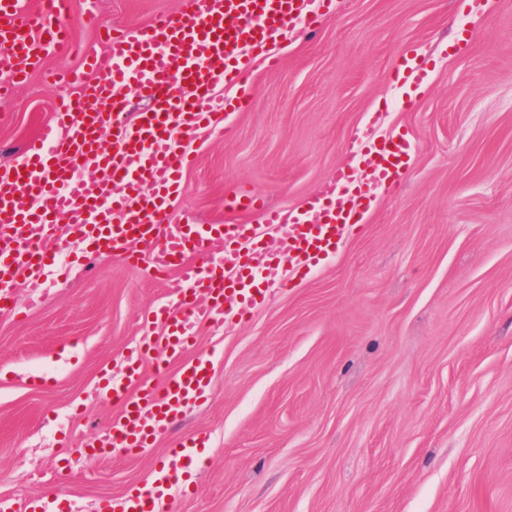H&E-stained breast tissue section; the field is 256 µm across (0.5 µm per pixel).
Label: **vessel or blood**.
I'll return each mask as SVG.
<instances>
[{
	"label": "vessel or blood",
	"instance_id": "1",
	"mask_svg": "<svg viewBox=\"0 0 512 512\" xmlns=\"http://www.w3.org/2000/svg\"><path fill=\"white\" fill-rule=\"evenodd\" d=\"M333 0H185L180 12L160 14L105 37L110 74L69 75L73 91L59 100L52 119L29 139L17 159L0 167V310L17 312L14 285L24 280L30 302L43 297L47 267L56 260L60 223H67L82 252L105 250L134 267L172 274L164 302L141 316L142 337L119 371L103 368L98 388L117 406L109 448L139 454L168 436L187 404L204 397L212 381L206 356H191L203 326L224 324L263 305L272 289H285L284 267L307 272L335 254L341 239L361 223L378 189L397 190L412 153L402 135L352 138L366 154L367 181L337 170L306 209L263 207L260 224H168L164 214L187 186L195 156L186 149L204 129L231 133V112L251 105L253 64L274 56L276 44L296 26L311 30ZM67 0H40L26 12L21 0H0V86L8 99L43 58L70 46L63 22ZM395 75L410 90L428 78L426 65L404 57ZM235 90L234 98L216 87ZM150 107L128 122V94ZM92 163L98 180L77 179ZM281 229L288 255L271 252L262 226ZM196 434L176 442L152 482L102 501L101 512H158L190 474L205 449Z\"/></svg>",
	"mask_w": 512,
	"mask_h": 512
}]
</instances>
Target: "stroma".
Here are the masks:
<instances>
[{
	"instance_id": "1",
	"label": "stroma",
	"mask_w": 512,
	"mask_h": 512,
	"mask_svg": "<svg viewBox=\"0 0 512 512\" xmlns=\"http://www.w3.org/2000/svg\"><path fill=\"white\" fill-rule=\"evenodd\" d=\"M73 50L0 101V165L50 119L62 77L182 0H68ZM467 44L457 45L459 32ZM429 78L405 93L399 57ZM254 66L233 132L204 131L167 210L220 224L232 196L304 209L378 134L415 153L402 189L317 270L243 320L204 329L207 399L145 455H97L114 405L100 367L134 349L167 282L108 254L62 252L45 299L0 314V499L79 512L153 480L173 440L205 452L174 512H512V0H335Z\"/></svg>"
}]
</instances>
